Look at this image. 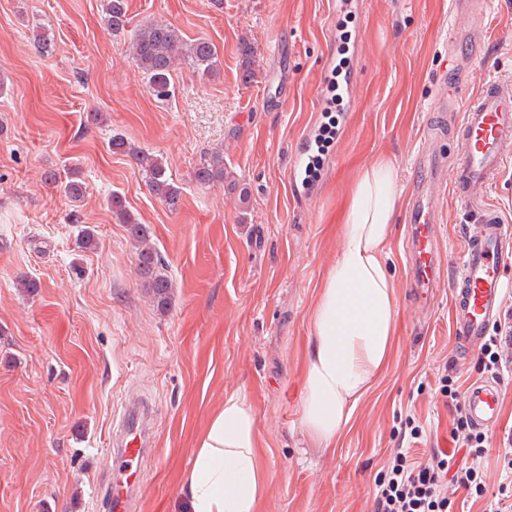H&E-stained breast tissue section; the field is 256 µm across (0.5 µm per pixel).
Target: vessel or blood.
<instances>
[{
	"mask_svg": "<svg viewBox=\"0 0 512 512\" xmlns=\"http://www.w3.org/2000/svg\"><path fill=\"white\" fill-rule=\"evenodd\" d=\"M458 12L472 14V27L451 37L448 63L451 73L469 62L479 48L485 28L483 0H454ZM317 136L309 134L295 156L293 181L304 195L319 185L314 165L319 157ZM457 155L453 189L458 201L474 215L466 225L458 276L452 290L451 325L457 344L464 349L482 343L493 322L499 320L506 289L505 265L512 255V226L486 206L485 197L495 178L512 159V80L486 83L466 107L456 127ZM436 162L425 157L416 166L410 201L411 252L409 272L418 294H426L436 277V206L423 193L426 178ZM466 408L480 428L493 427L500 416V386L488 379L469 387ZM150 423L141 408L127 409L114 434L120 448L114 449L112 466L118 476L106 493V512H137L140 480L137 464L148 454Z\"/></svg>",
	"mask_w": 512,
	"mask_h": 512,
	"instance_id": "1",
	"label": "vessel or blood"
}]
</instances>
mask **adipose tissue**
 Here are the masks:
<instances>
[{"label":"adipose tissue","instance_id":"1","mask_svg":"<svg viewBox=\"0 0 512 512\" xmlns=\"http://www.w3.org/2000/svg\"><path fill=\"white\" fill-rule=\"evenodd\" d=\"M396 184L389 162L364 171L341 227L342 251L312 310L300 424L327 446L389 356L396 302L386 247L398 207ZM260 452L252 405L240 395L225 397L199 436L184 479L189 512H260L269 483Z\"/></svg>","mask_w":512,"mask_h":512}]
</instances>
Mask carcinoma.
Here are the masks:
<instances>
[{
  "label": "carcinoma",
  "instance_id": "obj_1",
  "mask_svg": "<svg viewBox=\"0 0 512 512\" xmlns=\"http://www.w3.org/2000/svg\"><path fill=\"white\" fill-rule=\"evenodd\" d=\"M105 19L113 32L123 31L129 19L125 0H105ZM132 52L140 69L145 74L152 92L157 97L170 95V77L176 61L185 59L197 71L212 76L219 72L220 62L213 44L206 39L193 42L183 40L178 30L163 22H150L143 26L134 37ZM112 151L127 153L133 157L142 170L147 185L171 211L180 207L181 191L174 184L162 160L145 153L131 145L126 139L115 135L111 139ZM194 178L199 184H210L224 180V153L220 150L211 152L194 171ZM59 191L71 202L73 209L68 214L71 223H79L81 216L77 210L86 193L84 184L68 179L66 181L51 176ZM113 213L120 223L126 226L128 237L134 242L137 256V268L151 288L154 300L160 309L169 305L172 282L165 272V263L150 241V229L131 216L116 194L108 201Z\"/></svg>",
  "mask_w": 512,
  "mask_h": 512
}]
</instances>
